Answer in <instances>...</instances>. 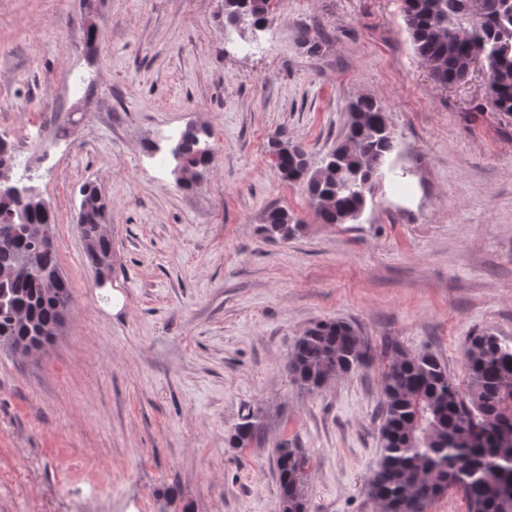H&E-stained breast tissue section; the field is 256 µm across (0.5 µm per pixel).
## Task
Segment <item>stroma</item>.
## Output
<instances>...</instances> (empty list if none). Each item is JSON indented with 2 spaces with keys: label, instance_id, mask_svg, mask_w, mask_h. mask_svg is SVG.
Masks as SVG:
<instances>
[{
  "label": "stroma",
  "instance_id": "1",
  "mask_svg": "<svg viewBox=\"0 0 512 512\" xmlns=\"http://www.w3.org/2000/svg\"><path fill=\"white\" fill-rule=\"evenodd\" d=\"M402 6L276 0L242 34L224 0H97L93 51L79 0H0V137L56 214L72 294L51 345L0 348V512H277L284 439L310 458V512H375L393 346L463 385L470 336L512 339V116L484 68L435 83ZM360 97L385 104L397 147L358 223L324 224L270 142L319 165ZM169 126L209 134L194 190L149 163ZM89 182L112 203L101 286L77 230ZM275 207L292 238L263 232ZM338 318L372 363L300 389L289 352ZM252 410L261 440L232 446Z\"/></svg>",
  "mask_w": 512,
  "mask_h": 512
}]
</instances>
